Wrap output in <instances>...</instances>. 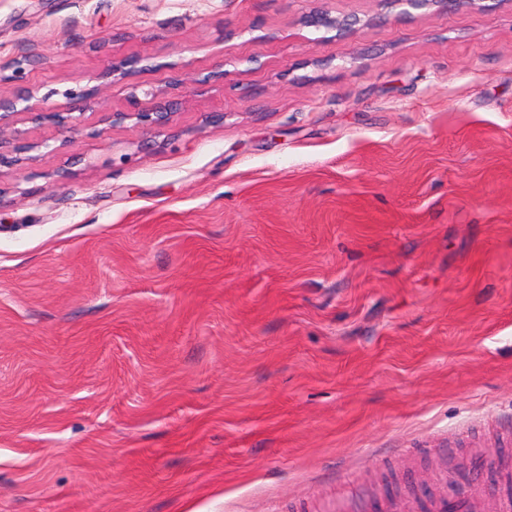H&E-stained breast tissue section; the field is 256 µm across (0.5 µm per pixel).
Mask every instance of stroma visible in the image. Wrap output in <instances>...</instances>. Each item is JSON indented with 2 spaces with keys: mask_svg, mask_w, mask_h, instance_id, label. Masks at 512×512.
I'll return each mask as SVG.
<instances>
[{
  "mask_svg": "<svg viewBox=\"0 0 512 512\" xmlns=\"http://www.w3.org/2000/svg\"><path fill=\"white\" fill-rule=\"evenodd\" d=\"M406 10L0 0L37 144L0 169V512H341L473 463L501 493L512 0ZM174 112H171V108L167 104H161L151 112H136L132 116L135 117L138 123L149 127H163L167 125Z\"/></svg>",
  "mask_w": 512,
  "mask_h": 512,
  "instance_id": "1",
  "label": "stroma"
}]
</instances>
